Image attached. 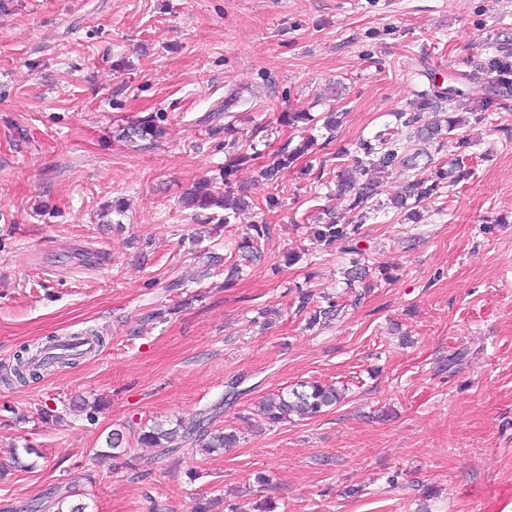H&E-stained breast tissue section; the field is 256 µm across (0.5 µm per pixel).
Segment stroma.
Returning a JSON list of instances; mask_svg holds the SVG:
<instances>
[{
    "label": "stroma",
    "mask_w": 512,
    "mask_h": 512,
    "mask_svg": "<svg viewBox=\"0 0 512 512\" xmlns=\"http://www.w3.org/2000/svg\"><path fill=\"white\" fill-rule=\"evenodd\" d=\"M492 54L512 57V0H13L0 13V512L58 488L87 512L216 497V512H417L424 487L431 512H512V99L480 123L478 100L462 101V126L382 179L355 234L375 288L345 279L342 242L312 235L356 218L333 195L343 155L397 127L429 81ZM286 112L314 121L291 128ZM146 117L163 136L123 138ZM304 136L312 149L275 184L253 180ZM242 153L231 187L245 212L220 224L181 206ZM459 158L467 179L421 203L420 222L390 207L415 172ZM253 224L269 231L244 262L232 245ZM329 296L341 313L309 327ZM87 333L103 342L75 364L7 380L24 349ZM313 382L341 401L275 426L257 416L263 397ZM215 405L235 447L162 460L138 445L141 426ZM115 431L127 458L92 465Z\"/></svg>",
    "instance_id": "obj_1"
}]
</instances>
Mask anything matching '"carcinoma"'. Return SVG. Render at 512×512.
Wrapping results in <instances>:
<instances>
[{
	"label": "carcinoma",
	"instance_id": "cac0c4a2",
	"mask_svg": "<svg viewBox=\"0 0 512 512\" xmlns=\"http://www.w3.org/2000/svg\"><path fill=\"white\" fill-rule=\"evenodd\" d=\"M478 88L489 93V97L485 98L488 106L493 103L494 97L508 96L512 91V60L506 56L490 55L482 68L480 78L471 74H461L453 77V83L446 88L434 81L431 82L428 88L418 92L416 111L398 114L402 119V126L412 129L410 134L405 136L399 131L389 132L377 136L372 141H360L348 162L339 164L336 175L338 194L349 192L352 195L350 209H379L380 205L374 202L377 196L376 183L370 179L362 181L360 177L369 171L387 172L399 165H410L412 157L406 155L410 143L429 142L437 138L442 131L440 123L423 120V114L438 109L443 103L451 105L458 99L474 93ZM160 134L161 130L150 117L123 130V137L130 141L148 138L154 140ZM311 146L312 141L306 138L291 150H281L273 163L256 170V178L269 183L276 182L279 173L287 169ZM467 176L468 172L460 162L450 170L438 167L434 172L409 182L403 194L393 199V207L406 209L411 198L414 202L420 203L435 197L441 193L444 185L458 183ZM231 194L232 191L224 190L213 185V181L203 179L183 194L182 203L187 208L222 211L223 221L228 224L245 206L240 198H231ZM313 235L316 241L327 244L343 241L346 252L358 253L354 238L345 224H321L315 227ZM36 375L37 365L34 358L17 356L15 376L24 381L26 377L33 378ZM340 399V394L332 386L307 383L300 385L298 389L279 390L268 395L261 401L259 409L270 423L275 424L290 419L294 414L308 418L317 417L335 406ZM210 421L211 418L205 412L202 417L188 425L179 422L169 428L159 423L144 426L138 433V441L147 447L158 449L159 455L163 457L180 452L188 445H200L209 452H216L236 443L237 435L234 431L213 430L210 428Z\"/></svg>",
	"mask_w": 512,
	"mask_h": 512
}]
</instances>
